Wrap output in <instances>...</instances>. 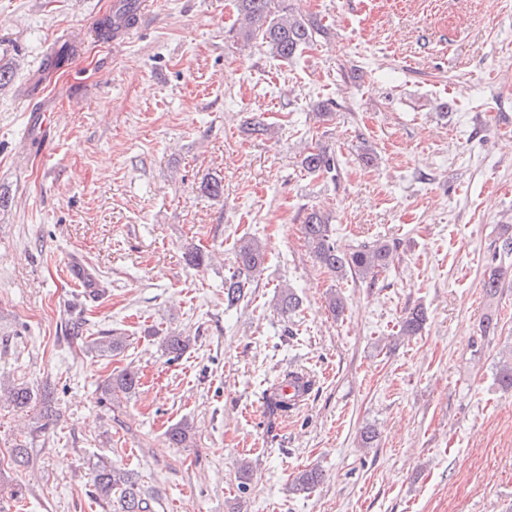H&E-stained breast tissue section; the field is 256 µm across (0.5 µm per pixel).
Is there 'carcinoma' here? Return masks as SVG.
I'll return each instance as SVG.
<instances>
[{"instance_id":"1","label":"carcinoma","mask_w":512,"mask_h":512,"mask_svg":"<svg viewBox=\"0 0 512 512\" xmlns=\"http://www.w3.org/2000/svg\"><path fill=\"white\" fill-rule=\"evenodd\" d=\"M239 27L235 37L249 44L253 41L266 47L276 59L289 62L300 55L307 46L324 34L321 24L295 14L287 7H276L275 0H234ZM136 0H128L122 14H108L98 23V37L112 39L115 31L129 26L135 20ZM301 168L308 174H331L336 171V159L319 146H306L302 151ZM304 238L315 258L326 268L342 276L352 274L362 279L375 278L387 269L394 259V249L385 242L372 245H360L343 250L336 246L330 236L328 220L318 211L308 212L302 221ZM238 269L224 279V309H236L249 300L254 278L263 270L266 261L265 252L253 238H243L236 248ZM83 279L84 286L91 293L106 291L104 283L84 268L76 269ZM428 320L427 309L418 304L409 309L399 326L402 336H416L422 332ZM126 347V337L115 330L102 331L99 336L86 342L90 352L114 356L121 354ZM188 348V342L182 336L167 332L161 336V349L168 361L180 359ZM316 380L295 369L283 372L263 394L265 412L272 418H286L297 406V397L308 396ZM140 376L137 370L128 366L112 373L101 385V401L112 402L119 394L131 396L139 389ZM294 388L288 394L287 387ZM27 411L39 405L44 416L52 413L54 388L46 383L32 387L24 382H16L0 376V401ZM192 426L180 421L170 426L167 437L171 444L185 447L191 439ZM323 480L317 469L300 472L292 481V490L307 492ZM91 486L95 498L104 512H152L153 498L144 489L139 475L124 467L112 463L106 457H99L91 465Z\"/></svg>"}]
</instances>
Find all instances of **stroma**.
Listing matches in <instances>:
<instances>
[{
  "label": "stroma",
  "instance_id": "35a3bbf8",
  "mask_svg": "<svg viewBox=\"0 0 512 512\" xmlns=\"http://www.w3.org/2000/svg\"><path fill=\"white\" fill-rule=\"evenodd\" d=\"M114 2L0 0V374L56 388L47 418L0 403V462L32 450L7 471L23 512H102L101 456L138 471L155 512H512V392L497 380L512 357V0H286L328 26L287 63L232 38L233 0H151L136 35L103 42ZM67 41L76 51L46 70ZM321 102L332 119L316 121ZM255 115L270 135L244 132ZM311 143L337 178L301 169ZM210 177L223 197L203 192ZM310 209L338 244L389 243L393 263L373 280L322 266L302 234ZM244 236L265 269L228 311ZM194 246L207 266L187 264ZM77 264L105 295L85 294ZM285 286L302 301L289 316ZM418 304L422 334L399 335ZM81 318L90 336L124 331L125 352L87 353L65 332ZM158 329L189 338L178 361ZM129 364L137 393L101 403ZM293 368L316 385L270 420L263 392ZM183 419L192 442L176 448L166 431ZM306 468L323 483L289 492Z\"/></svg>",
  "mask_w": 512,
  "mask_h": 512
}]
</instances>
